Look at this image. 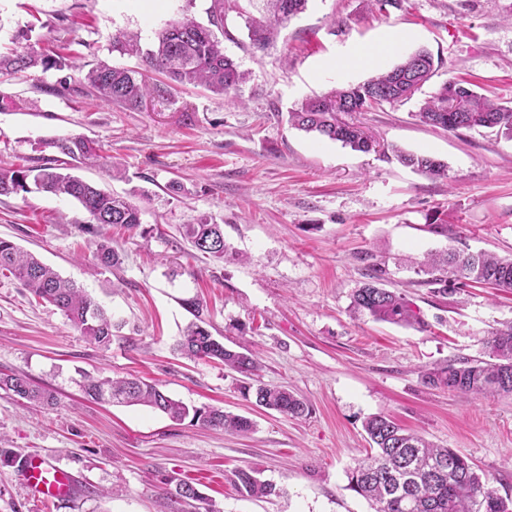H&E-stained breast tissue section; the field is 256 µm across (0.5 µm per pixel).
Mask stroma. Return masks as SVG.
I'll list each match as a JSON object with an SVG mask.
<instances>
[{"label": "stroma", "instance_id": "obj_1", "mask_svg": "<svg viewBox=\"0 0 512 512\" xmlns=\"http://www.w3.org/2000/svg\"><path fill=\"white\" fill-rule=\"evenodd\" d=\"M210 0H0V50L50 46L79 62L137 69L115 51L134 33L188 16L206 22ZM224 52L250 74L238 96L201 86L130 109L87 96L78 76L39 67L0 75V166L52 156L51 139L95 142L126 171L82 167L78 176L133 193L141 224L112 234L118 267H94L96 227L73 200L31 191L0 196V237L73 279L124 326L108 347L90 342L54 306L0 272V372L52 389L54 409L29 407L0 390V512H170L179 483L201 500L186 512H373L349 489L347 471L370 445L362 424L391 416L440 447L457 449L512 497V398L475 399L424 385L425 369L482 359L484 339L512 321V292L426 284L413 263L448 248L512 258V139L493 129L455 133L416 112L451 75L512 102V0H402L389 16L364 0H310L259 52L237 14L225 21ZM439 58L411 99L343 113L379 149L360 153L298 131L287 112L334 85L356 84L417 49ZM361 60L343 64L351 50ZM443 161L435 180L383 155L387 146ZM177 182L182 192L170 190ZM224 227L233 254H196L182 227L199 216ZM458 225L457 240L429 232V217ZM403 293L423 327L356 320L351 294L367 267ZM203 306L212 335L256 351L265 383L287 387L311 412L296 419L259 407L237 373L190 359L174 345ZM134 374L190 406L252 419L239 436L143 406L88 401L84 374ZM40 453L65 468L72 497L32 499L17 460ZM252 469L274 495L241 496L234 480Z\"/></svg>", "mask_w": 512, "mask_h": 512}]
</instances>
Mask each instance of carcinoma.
I'll return each instance as SVG.
<instances>
[{"label": "carcinoma", "mask_w": 512, "mask_h": 512, "mask_svg": "<svg viewBox=\"0 0 512 512\" xmlns=\"http://www.w3.org/2000/svg\"><path fill=\"white\" fill-rule=\"evenodd\" d=\"M264 19L246 16L250 39L258 50L267 49L279 27L304 12L309 0H259ZM230 12L242 13L239 0H211L208 24L182 17L167 22L156 32L155 49L144 50L135 37L118 36L113 49L138 54L143 63L164 76L156 82L133 69L99 63L82 76L88 93L104 102L137 108L147 98L165 99L174 84L203 85L220 94H235L249 73L224 53L215 30H224ZM67 67L61 59L28 45L20 52L0 54V74H21L37 65ZM435 73L434 58L426 50L413 52L363 83L334 87L324 94L304 99L288 111L290 126L306 133L341 143L354 151L374 150L373 141L361 127L339 118L342 112H367L384 103L401 100L406 81L423 86ZM427 125L457 132L461 129L496 128L512 138V106L496 102L475 91L471 83L449 78L416 112ZM57 155L38 164L1 166L0 195L28 193L31 188L77 201L89 214L91 223L104 232L112 227L133 230L140 226V210L129 198L105 192L68 169L87 162L100 163L103 156L91 141L79 137H58L48 142ZM396 160L432 178L447 177V165L426 154L392 149ZM67 160H62V157ZM183 234L204 255L223 258L228 253L224 230L202 216L184 225ZM101 266L120 263L106 236L97 243ZM0 271H7L30 292L58 310L91 342L107 347L121 322L113 319L76 282L66 279L33 254L0 238ZM428 283L446 293L448 287L467 281L512 291V258L483 252L450 248L431 254L419 263ZM384 272L371 266L365 281L352 293L351 310L375 321L421 325L422 320L405 295L382 287ZM488 359L437 365L423 374L425 384L446 387L474 397L512 396V325L497 329L486 339ZM177 350L190 358L219 361L243 377L244 396L254 395L258 405L294 418L309 412L307 403L281 386L263 383L260 363L249 348L233 350L212 336L204 326L193 323L179 338ZM0 390L18 401L51 407L55 396L30 383L20 372H0ZM85 395L94 400L125 405H143L160 411L175 421L187 418L203 427L224 429L247 435L254 422L219 409L190 407L163 392L158 385L135 378L85 377ZM375 452L348 471V488L369 501L373 512H512V499L500 496L490 481L479 475L469 460L453 448H441L410 432L384 415L369 417L364 423ZM240 491L251 497L276 492L254 471L237 472Z\"/></svg>", "instance_id": "cac0c4a2"}]
</instances>
